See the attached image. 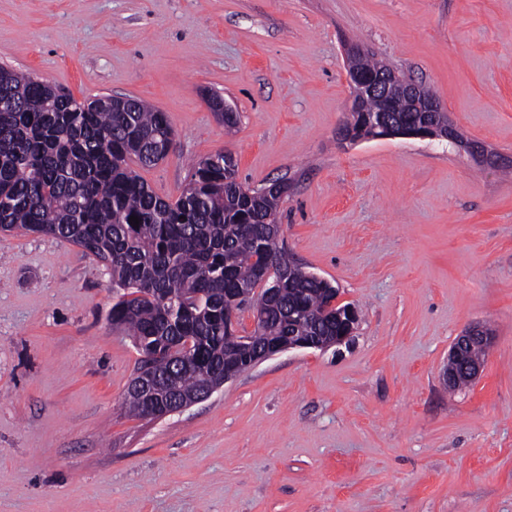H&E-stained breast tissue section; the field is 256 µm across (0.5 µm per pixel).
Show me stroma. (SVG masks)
<instances>
[{"label": "stroma", "instance_id": "35a3bbf8", "mask_svg": "<svg viewBox=\"0 0 512 512\" xmlns=\"http://www.w3.org/2000/svg\"><path fill=\"white\" fill-rule=\"evenodd\" d=\"M350 43L512 160V0H0V64L165 112L175 149L139 171L160 197L224 151L249 186L287 181L289 255L360 311L350 347L137 417L103 267L0 233V512H512V167L438 140L338 145ZM472 324L495 345L452 391ZM493 343V335L488 334L484 326L473 325L462 331L448 353V365L444 371V380L448 383V387L456 386L461 378L469 382L477 379L483 369L484 360L465 361L464 353L474 346H479L486 352ZM479 347L467 350V358L479 359L484 353Z\"/></svg>", "mask_w": 512, "mask_h": 512}]
</instances>
